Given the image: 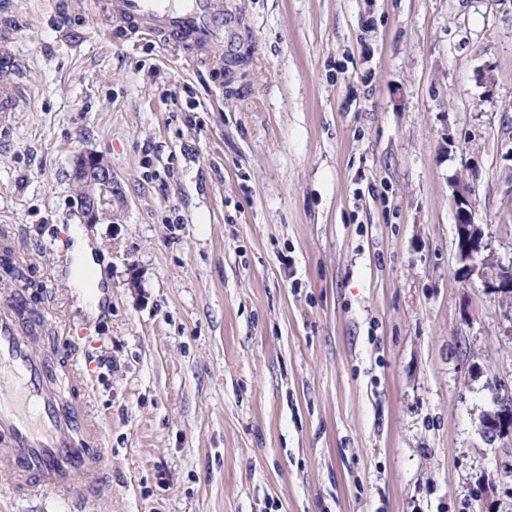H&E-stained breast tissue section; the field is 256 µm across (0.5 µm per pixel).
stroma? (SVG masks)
I'll return each mask as SVG.
<instances>
[{"instance_id":"35a3bbf8","label":"stroma","mask_w":512,"mask_h":512,"mask_svg":"<svg viewBox=\"0 0 512 512\" xmlns=\"http://www.w3.org/2000/svg\"><path fill=\"white\" fill-rule=\"evenodd\" d=\"M28 94L0 226L53 288L107 492L0 512H512V297L458 256L453 185L512 260V0H231L226 73L117 36L97 0H13ZM122 196L86 223L71 173ZM101 297L73 288L71 225ZM74 180L80 186L82 209L87 223H98L104 205L118 197L120 189L112 168L92 153L81 155L74 168ZM494 396L492 407L485 411L480 419V432L493 441L496 437L512 436V398Z\"/></svg>"}]
</instances>
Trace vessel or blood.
I'll return each mask as SVG.
<instances>
[{"instance_id": "1", "label": "vessel or blood", "mask_w": 512, "mask_h": 512, "mask_svg": "<svg viewBox=\"0 0 512 512\" xmlns=\"http://www.w3.org/2000/svg\"><path fill=\"white\" fill-rule=\"evenodd\" d=\"M101 18L121 33H144L190 58L222 50L239 57L240 26L226 0H100ZM20 21L11 0H0V126L13 122L27 93V61L14 43ZM14 234H0V266L32 265ZM51 297L33 312L24 286L0 293V482L20 495L50 489L99 494L107 481L102 430L90 405V386L77 354L49 355L44 337L69 335ZM68 381V395L56 383ZM82 475L81 488L73 478Z\"/></svg>"}]
</instances>
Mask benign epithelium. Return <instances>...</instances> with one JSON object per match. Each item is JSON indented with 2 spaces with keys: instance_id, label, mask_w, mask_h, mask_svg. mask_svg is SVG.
Wrapping results in <instances>:
<instances>
[{
  "instance_id": "benign-epithelium-1",
  "label": "benign epithelium",
  "mask_w": 512,
  "mask_h": 512,
  "mask_svg": "<svg viewBox=\"0 0 512 512\" xmlns=\"http://www.w3.org/2000/svg\"><path fill=\"white\" fill-rule=\"evenodd\" d=\"M73 176L80 186L82 209L87 223H98L104 205L119 196V186L112 167L99 156L83 154L76 162ZM471 196L472 188L468 184L460 181L455 183L453 203L458 244L462 247L466 261L470 262V271L480 275L485 287L511 294L512 260L499 262L492 269L478 262L487 250V244L481 225L474 223ZM480 432L489 441L497 437L512 436V398L493 397L491 409L481 416Z\"/></svg>"
}]
</instances>
